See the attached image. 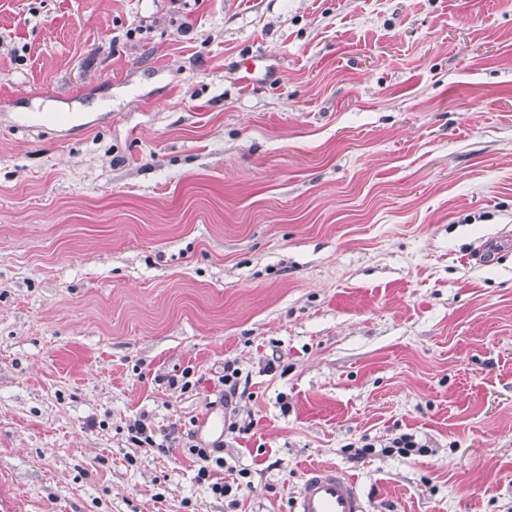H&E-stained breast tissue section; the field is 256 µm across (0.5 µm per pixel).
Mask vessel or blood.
Segmentation results:
<instances>
[{
	"label": "vessel or blood",
	"instance_id": "obj_1",
	"mask_svg": "<svg viewBox=\"0 0 512 512\" xmlns=\"http://www.w3.org/2000/svg\"><path fill=\"white\" fill-rule=\"evenodd\" d=\"M291 512H369L356 482L334 466L309 469L294 495Z\"/></svg>",
	"mask_w": 512,
	"mask_h": 512
}]
</instances>
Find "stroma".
Returning <instances> with one entry per match:
<instances>
[{
	"mask_svg": "<svg viewBox=\"0 0 512 512\" xmlns=\"http://www.w3.org/2000/svg\"><path fill=\"white\" fill-rule=\"evenodd\" d=\"M1 36L0 512H290L318 464L512 512V0H0ZM378 452L381 454L398 453L410 456L413 453L423 455L428 451L425 448V445L420 444L412 434H400L398 437H395L392 441L388 442V445H384V447L381 446V449Z\"/></svg>",
	"mask_w": 512,
	"mask_h": 512,
	"instance_id": "obj_1",
	"label": "stroma"
}]
</instances>
